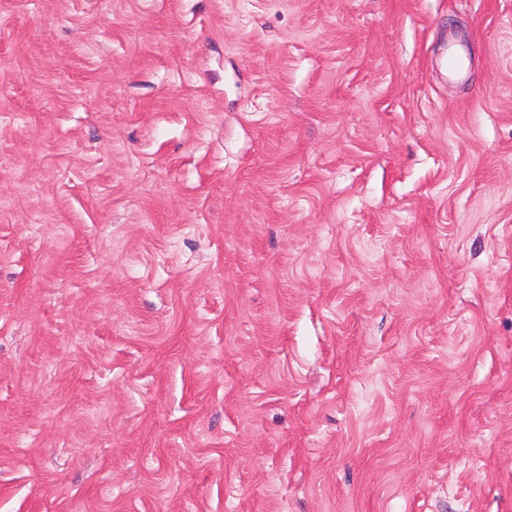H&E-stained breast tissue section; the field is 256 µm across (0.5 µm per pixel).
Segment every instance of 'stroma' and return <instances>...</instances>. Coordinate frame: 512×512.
<instances>
[{
	"mask_svg": "<svg viewBox=\"0 0 512 512\" xmlns=\"http://www.w3.org/2000/svg\"><path fill=\"white\" fill-rule=\"evenodd\" d=\"M0 512H512V0H0Z\"/></svg>",
	"mask_w": 512,
	"mask_h": 512,
	"instance_id": "stroma-1",
	"label": "stroma"
}]
</instances>
